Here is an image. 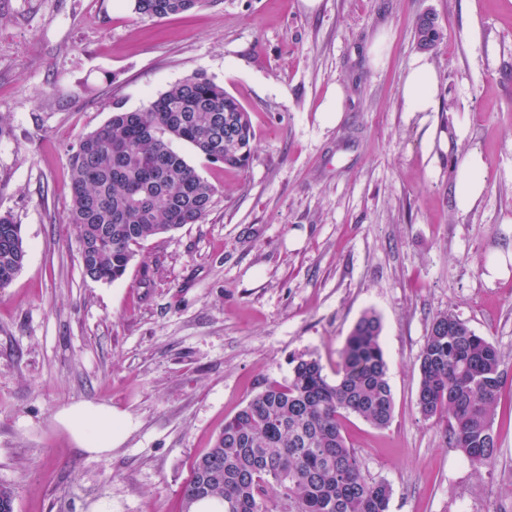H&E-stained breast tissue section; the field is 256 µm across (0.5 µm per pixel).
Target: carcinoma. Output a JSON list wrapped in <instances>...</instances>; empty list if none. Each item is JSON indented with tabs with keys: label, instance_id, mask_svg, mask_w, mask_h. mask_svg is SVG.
<instances>
[{
	"label": "carcinoma",
	"instance_id": "obj_1",
	"mask_svg": "<svg viewBox=\"0 0 512 512\" xmlns=\"http://www.w3.org/2000/svg\"><path fill=\"white\" fill-rule=\"evenodd\" d=\"M203 0H134L141 17L162 20L202 6ZM417 47L441 39L433 19H418ZM249 113L242 102L203 74L171 85L137 111L118 109L69 153L71 200L67 222L76 230L85 277L121 279L144 242L208 216L215 186L172 144L192 146L211 164L244 169L252 156ZM21 225L0 215V287L22 269ZM373 311L354 324L340 354L336 379L319 360H292L288 379L271 382L233 416L215 443L192 461L182 499H212L223 512H388L390 487L366 476L343 434L356 415L377 428L391 421L393 397ZM503 357L453 313L433 320L419 354L417 405L445 421L450 443L471 465L497 454L494 421Z\"/></svg>",
	"mask_w": 512,
	"mask_h": 512
}]
</instances>
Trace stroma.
Here are the masks:
<instances>
[{
	"label": "stroma",
	"mask_w": 512,
	"mask_h": 512,
	"mask_svg": "<svg viewBox=\"0 0 512 512\" xmlns=\"http://www.w3.org/2000/svg\"><path fill=\"white\" fill-rule=\"evenodd\" d=\"M426 54L436 107L403 109ZM240 98L248 168L177 151L216 188L205 221L151 239L120 280L86 278L67 222L68 149L115 105L140 110L195 73ZM344 92L340 120L321 110ZM478 151L486 190L454 203ZM26 259L0 288V484L15 512H180L193 457L297 357L334 373L358 318L382 322L393 417L349 416L388 512H512V0H206L160 21L133 0H0V214ZM452 312L504 358L494 464L473 467L421 414L417 358ZM109 405L123 440L81 452L55 420ZM422 16L416 22L415 38H417V47L419 49L427 48L429 51L434 49L440 41L441 32L439 25L435 21L437 19L435 15H433L434 19L427 20H423Z\"/></svg>",
	"instance_id": "obj_1"
}]
</instances>
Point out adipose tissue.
Listing matches in <instances>:
<instances>
[{"mask_svg":"<svg viewBox=\"0 0 512 512\" xmlns=\"http://www.w3.org/2000/svg\"><path fill=\"white\" fill-rule=\"evenodd\" d=\"M404 108L411 113L432 111L435 106V72L421 57L412 60L403 87ZM456 192L460 210L471 209L486 188L484 165L478 153H471L461 166ZM56 421L70 434L82 452L93 456L109 453L118 444L121 416L106 405L75 404L60 409Z\"/></svg>","mask_w":512,"mask_h":512,"instance_id":"1","label":"adipose tissue"}]
</instances>
